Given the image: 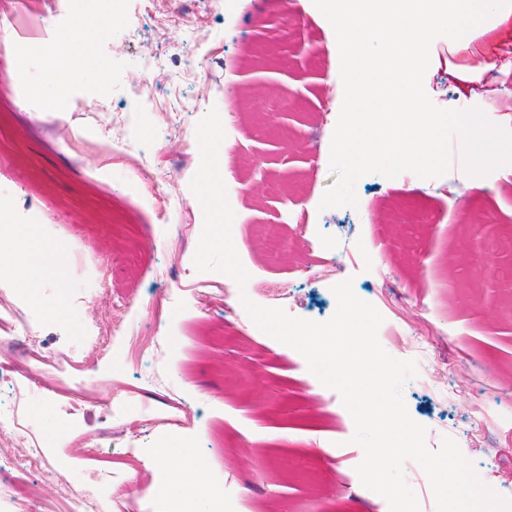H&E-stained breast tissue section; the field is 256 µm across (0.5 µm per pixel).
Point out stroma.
Wrapping results in <instances>:
<instances>
[{"mask_svg":"<svg viewBox=\"0 0 512 512\" xmlns=\"http://www.w3.org/2000/svg\"><path fill=\"white\" fill-rule=\"evenodd\" d=\"M92 2L0 0V37L30 44L19 61L0 44V202L10 223L37 225L68 272L35 300L0 272V316L21 313L45 341L43 387L19 370L0 400L20 392L23 439L63 468L52 488L31 475L34 512H67L73 487L97 512H389L356 472L364 453L339 394L240 302L324 321L347 279L383 316V349L417 364L402 394L428 446L454 439L480 480L512 498V255L474 250L512 234V164L486 176L460 163L427 180L368 174L357 207L319 211L336 179L343 85L334 29L313 0H161L160 13L202 21L168 29L141 0H118L102 37L82 26ZM54 34L74 43L67 68L89 71L57 111L41 67ZM447 43L431 44L432 102L512 128V21L474 31L466 52L445 55ZM33 83L41 99H27ZM213 109L242 289L194 264L196 125ZM344 240L351 250L337 255ZM92 322L103 343L68 367L60 353ZM187 459L217 497L168 491Z\"/></svg>","mask_w":512,"mask_h":512,"instance_id":"1","label":"stroma"}]
</instances>
